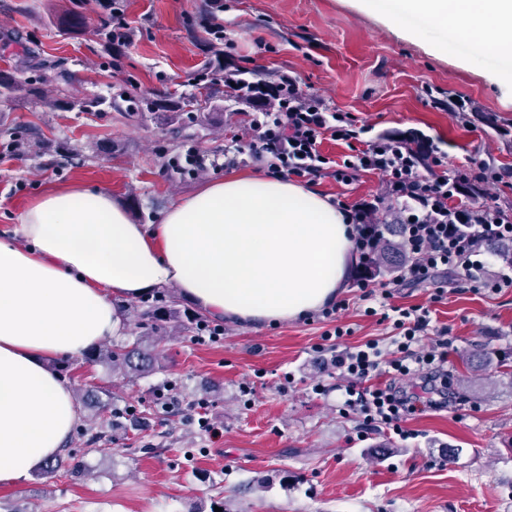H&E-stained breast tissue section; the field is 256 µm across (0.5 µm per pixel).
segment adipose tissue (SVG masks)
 <instances>
[{
    "label": "adipose tissue",
    "mask_w": 512,
    "mask_h": 512,
    "mask_svg": "<svg viewBox=\"0 0 512 512\" xmlns=\"http://www.w3.org/2000/svg\"><path fill=\"white\" fill-rule=\"evenodd\" d=\"M390 17L451 26L512 59V0H366ZM352 226L328 198L281 178L229 174L133 223L99 187L52 190L0 234V485L62 448L79 413L45 365L121 335L122 303L173 284L203 314L302 318L348 281Z\"/></svg>",
    "instance_id": "1"
}]
</instances>
